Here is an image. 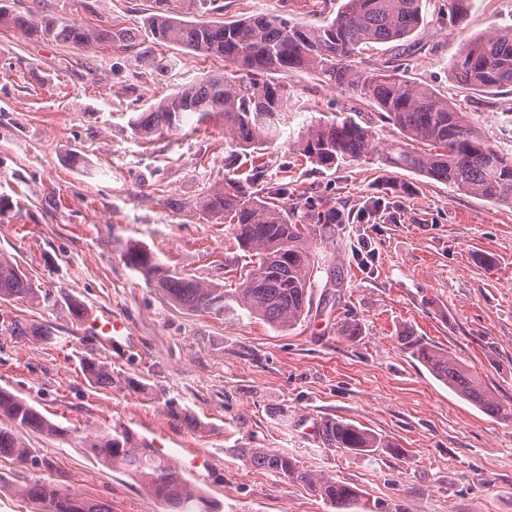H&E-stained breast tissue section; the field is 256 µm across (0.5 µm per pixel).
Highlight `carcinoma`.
<instances>
[{"label":"carcinoma","mask_w":512,"mask_h":512,"mask_svg":"<svg viewBox=\"0 0 512 512\" xmlns=\"http://www.w3.org/2000/svg\"><path fill=\"white\" fill-rule=\"evenodd\" d=\"M420 0H343L333 17L311 24L288 15H256L215 22L203 16L223 9L219 0H154L144 31L157 44L175 45L224 61V73L187 85L129 118L133 133L150 137L176 132L188 116L205 123L224 120V142L244 152L251 176L236 169L239 154L228 157L224 181L206 194L205 213L233 226L238 247L251 253V268L238 288L229 292L172 274L150 250L126 248L127 265L157 283L175 304L192 312L216 314L231 300L277 328L292 327L310 308L315 256L310 241L335 224H367L384 205L373 196L358 212L345 213L326 200L305 199L301 214L284 212L254 190L263 176L266 148L277 142L283 114L288 112V77L310 72L321 82L339 86L349 97L364 102L372 114L344 112L314 121L293 145L295 154L325 168L357 162L376 151L373 120L396 127L401 136L391 143L386 165L417 172L456 190L512 207V158L498 153L467 120L464 112L434 90L418 84L394 65L369 70L353 66L372 43L405 42L422 23ZM12 23L32 38H53L78 47L109 44L128 50L137 33L112 23L97 27L60 24L53 19L23 20L0 8V23ZM460 81L483 93L512 91V29L491 30L466 40L453 61ZM35 288L25 272L0 257V299H34ZM407 348L440 381L461 398L493 418L512 421V403L497 401L481 380L447 352L416 341ZM89 381L112 385V370L92 358L83 361ZM0 416L22 428L55 432L57 427L35 407L13 393L0 390ZM324 445L354 453L387 447L380 438L353 423L326 418L319 428ZM92 454L141 484L169 512H199L202 493L189 484L174 462L151 448L133 442L126 430L95 435ZM246 466L296 480L347 512L360 501V491L331 474L302 470L286 454L270 448H234ZM27 449L10 430L0 428V456L23 458ZM31 498H48L54 512H111L105 503L61 495L35 483L24 489Z\"/></svg>","instance_id":"1"}]
</instances>
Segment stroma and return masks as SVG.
<instances>
[{"label":"stroma","instance_id":"obj_1","mask_svg":"<svg viewBox=\"0 0 512 512\" xmlns=\"http://www.w3.org/2000/svg\"><path fill=\"white\" fill-rule=\"evenodd\" d=\"M217 20L283 12L318 22L342 0H223ZM10 14L141 30L152 0H0ZM423 24L402 48L412 80L461 108L512 158V93L476 92L451 73L465 39L512 27V0H470L462 24L448 0H421ZM224 63L141 36L135 47L81 48L30 39L0 24V255L32 279L35 300L0 299V388L58 427L27 431L32 455L0 457V512H52L24 498L47 483L104 502L112 512H166L137 481L88 450L103 428L147 439L201 489L211 512H336L307 486L243 463L236 448H271L301 469L333 473L361 493L357 512H512V421L482 413L435 380L401 342L412 336L466 364L499 401L512 403V208L463 194L379 155L325 168L291 146L313 120L349 100L310 73L289 78L288 127L265 157L257 188L301 206V194L356 212L385 194L366 224H339L316 239L320 262L309 313L276 329L237 304L200 315L130 269L139 243L181 276L237 288L248 268L230 225L200 204L224 179V124H186L141 138L135 108L175 93ZM115 316L128 326L107 343L68 313ZM359 330L339 336L343 317ZM45 330L42 338L28 327ZM93 358L112 369L99 387L82 373ZM195 426L172 419L169 405ZM381 437L356 455L324 447L323 419ZM400 454H393L392 446Z\"/></svg>","mask_w":512,"mask_h":512}]
</instances>
